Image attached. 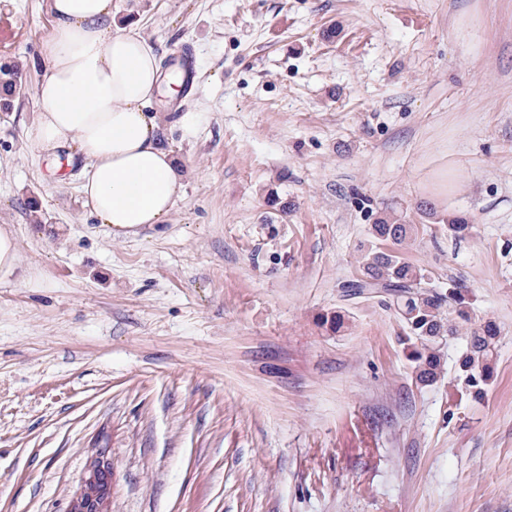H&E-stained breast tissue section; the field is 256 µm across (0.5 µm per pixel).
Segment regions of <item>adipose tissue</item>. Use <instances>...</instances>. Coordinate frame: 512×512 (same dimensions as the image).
<instances>
[{"label": "adipose tissue", "instance_id": "1", "mask_svg": "<svg viewBox=\"0 0 512 512\" xmlns=\"http://www.w3.org/2000/svg\"><path fill=\"white\" fill-rule=\"evenodd\" d=\"M51 9L28 143L44 152L78 144L91 163L81 194L103 226L132 233L165 223L181 174L148 109L160 92L157 54L138 29L115 28L112 0H51Z\"/></svg>", "mask_w": 512, "mask_h": 512}]
</instances>
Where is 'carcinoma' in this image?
Instances as JSON below:
<instances>
[{"mask_svg":"<svg viewBox=\"0 0 512 512\" xmlns=\"http://www.w3.org/2000/svg\"><path fill=\"white\" fill-rule=\"evenodd\" d=\"M19 68L0 66V108H11V97L16 91ZM423 219L441 225L448 236L459 239L469 234L472 225L462 216L440 218L432 207L421 209ZM414 225L407 223L406 215L392 210L375 218L370 232L381 246L362 254L359 277L349 284L356 294L386 293L404 325L412 350L416 381L422 385L435 383L443 373L440 343L446 335H461L464 346L456 361L454 381L482 395L484 385L494 372L497 343L500 335L497 324L491 320H476L471 304L459 285H448L443 294L431 286L424 270L410 263L395 249L411 237Z\"/></svg>","mask_w":512,"mask_h":512,"instance_id":"obj_1","label":"carcinoma"}]
</instances>
